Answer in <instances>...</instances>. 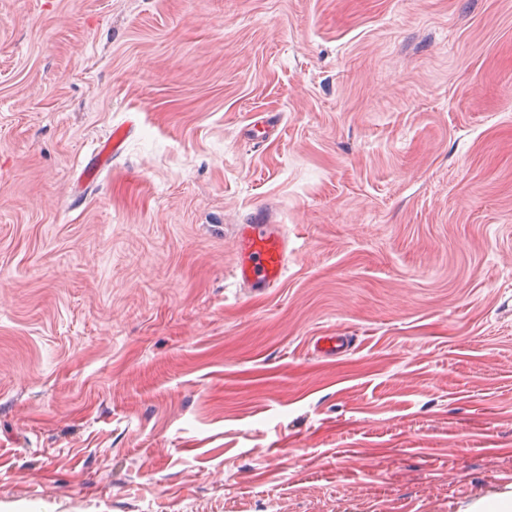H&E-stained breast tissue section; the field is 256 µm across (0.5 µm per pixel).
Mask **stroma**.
Wrapping results in <instances>:
<instances>
[{"instance_id": "obj_1", "label": "stroma", "mask_w": 512, "mask_h": 512, "mask_svg": "<svg viewBox=\"0 0 512 512\" xmlns=\"http://www.w3.org/2000/svg\"><path fill=\"white\" fill-rule=\"evenodd\" d=\"M510 493L512 0H0V512ZM124 131L111 132L91 154L90 159L84 166L81 177L88 182H94L100 173L112 162V157L120 149L121 142L125 137ZM234 278L254 292L276 288L288 266V237L277 224H238Z\"/></svg>"}]
</instances>
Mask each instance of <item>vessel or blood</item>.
I'll use <instances>...</instances> for the list:
<instances>
[{"label": "vessel or blood", "instance_id": "obj_1", "mask_svg": "<svg viewBox=\"0 0 512 512\" xmlns=\"http://www.w3.org/2000/svg\"><path fill=\"white\" fill-rule=\"evenodd\" d=\"M123 132H111L96 147L82 170L86 181L92 182L109 166L120 149ZM237 261L234 277L238 284L254 292L277 287L288 266V238L275 224H240L236 227Z\"/></svg>", "mask_w": 512, "mask_h": 512}]
</instances>
